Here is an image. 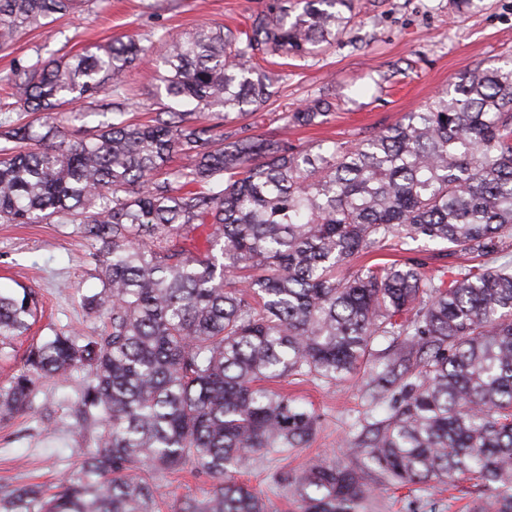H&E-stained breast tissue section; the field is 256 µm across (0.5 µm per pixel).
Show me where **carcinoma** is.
I'll return each instance as SVG.
<instances>
[{
	"mask_svg": "<svg viewBox=\"0 0 512 512\" xmlns=\"http://www.w3.org/2000/svg\"><path fill=\"white\" fill-rule=\"evenodd\" d=\"M78 0H0V45ZM350 0H271L241 38L201 28L170 41L159 74L170 105L73 138L53 111L112 87L145 54L136 40L41 63L13 83L39 130L0 125V222L57 218L98 244L100 291L84 306L99 335L31 343L0 386V422L34 411L43 379L84 370L73 432L89 438L80 470L50 493L0 492V512H155L151 474L210 477L175 512H272L235 473L252 456L304 447L314 413L266 386L290 376L334 384L356 373L379 337L402 349L369 374L401 385L383 422L351 445L356 466L317 459L281 470L297 512H361L371 474L418 485L475 479L470 512H512V262L485 258L512 240V65L477 69L418 112L330 151L280 139L230 140L184 124L182 103L224 121L246 116L278 78L259 54L304 55L345 33ZM329 104L285 114L321 124ZM180 153L186 168L168 162ZM205 232L206 253L189 233ZM444 241L476 262L429 278L415 259L362 266L391 243ZM38 293L0 290V358L38 320Z\"/></svg>",
	"mask_w": 512,
	"mask_h": 512,
	"instance_id": "cac0c4a2",
	"label": "carcinoma"
}]
</instances>
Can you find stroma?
Wrapping results in <instances>:
<instances>
[{"label":"stroma","instance_id":"stroma-1","mask_svg":"<svg viewBox=\"0 0 512 512\" xmlns=\"http://www.w3.org/2000/svg\"><path fill=\"white\" fill-rule=\"evenodd\" d=\"M268 0H86L82 11L18 35L0 46V111L25 124L34 114L16 109L7 78L38 63L121 39H135L149 51L148 60L131 67L121 97L127 116L144 120L161 111L167 99L155 78L163 38H176L203 26L242 32ZM353 21L341 39L305 55L258 57L260 69L280 67L282 81L274 96L252 114L223 124L226 135L260 139L287 137L295 147L332 149L390 127L409 112L420 111L435 95L481 67L512 60V0H472L464 11L450 0H353ZM332 105L319 126L285 129L283 117L315 99ZM97 250L76 225L0 223V288L25 285L39 292L43 314L31 334H91L102 326L83 305L100 291L91 260ZM81 379L43 380L34 412L0 424V487L37 482L58 489L64 475L78 467L83 442L73 431ZM282 389L317 420L305 447L277 457L254 456L239 473L264 497L273 512H293L289 488L272 479L276 470H304L319 456L355 465L348 446L364 425L385 420L394 392L375 399L363 375L329 385L302 378L282 382ZM157 512H174L181 499L203 498L212 487L206 475L183 471L160 474ZM375 500L369 512H469L483 495L476 480L425 491L392 486L375 477Z\"/></svg>","mask_w":512,"mask_h":512}]
</instances>
